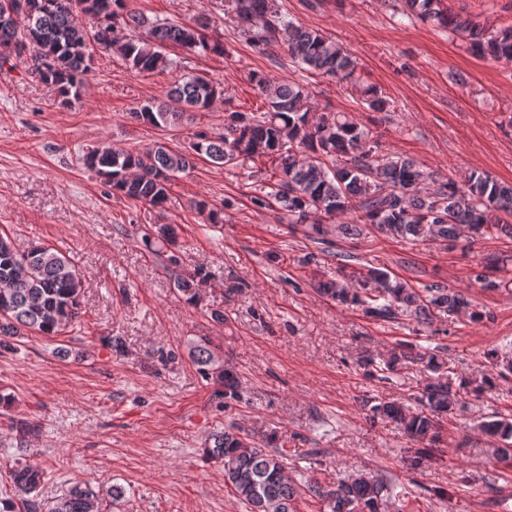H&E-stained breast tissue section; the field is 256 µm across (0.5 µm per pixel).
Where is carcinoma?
<instances>
[{
    "mask_svg": "<svg viewBox=\"0 0 512 512\" xmlns=\"http://www.w3.org/2000/svg\"><path fill=\"white\" fill-rule=\"evenodd\" d=\"M14 0H0V69L24 58L32 80L56 90L57 103L66 105L81 95L84 77L92 68L94 50L117 54L138 72L178 69V61L164 52L174 45L188 53L222 57L221 37L207 34L209 22L151 21L126 9L125 0H25L27 9L11 16ZM409 18L431 22L469 43L480 57L512 61V27L490 30L470 17L451 13L444 0H402ZM224 19L237 24L249 43L274 46L287 52L291 63L311 75L352 87L371 112H388L382 91L363 78L357 59L332 38L305 28L281 12L276 0H224ZM145 30L138 38L122 30ZM250 81L264 97L260 113L227 109L224 132L197 131L189 148L173 149L157 143L145 149L93 148L84 155L88 169L104 179L114 194L149 205L163 213L170 201L172 180L193 167L198 157L224 166H245L267 158L277 179L263 185L252 198L258 208H278L291 224L306 225L314 240L328 234L323 221L350 215L353 223L338 225L346 238L375 228L387 237L412 242L441 241L456 245L469 230V243L487 236L512 238V225L499 212L512 214V185L473 171L464 180L442 179L424 172L410 158L382 155L369 128L349 112H315L311 95L301 84L259 72ZM222 96L218 83L202 76L182 74L162 101L149 100L129 113L133 121L158 128H175L194 119ZM146 249L158 252L176 245L177 229L156 224L142 236ZM205 275L196 269L176 278L177 289L189 303L199 301ZM314 287L345 305L358 306L375 318L410 316L427 323L436 314L465 313L482 318L465 293L434 284L420 292L391 271L364 267L349 274L319 280ZM83 281L67 257L51 246L36 245L21 253L12 239L0 233V347L27 332L59 336L80 316ZM189 353L204 376L218 371L224 395L236 397V374L218 364L207 342ZM421 365L423 385L415 405L381 401L371 406L372 418L395 421L403 434L422 446L412 466L430 456L439 441L444 417L467 404L466 397L494 388L493 378H463L435 353H420L399 344L387 353L379 371L395 375L410 365ZM497 376L512 374V355H492ZM499 441L492 455L512 464V418L496 417L481 424ZM206 454L224 462V481L235 490L249 512H294L293 503L306 489L320 498L325 512H378L381 494L389 483L365 474L340 478L336 487L288 478L284 448L257 446L240 429L229 426L214 434ZM13 497L0 498V512H99V492L88 483L70 486L45 509L42 473L18 463L9 472Z\"/></svg>",
    "mask_w": 512,
    "mask_h": 512,
    "instance_id": "1",
    "label": "carcinoma"
}]
</instances>
